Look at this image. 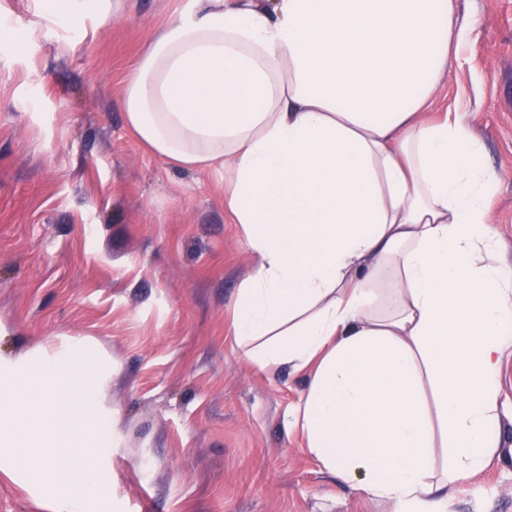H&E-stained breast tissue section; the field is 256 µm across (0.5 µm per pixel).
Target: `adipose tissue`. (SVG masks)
I'll list each match as a JSON object with an SVG mask.
<instances>
[{
	"label": "adipose tissue",
	"mask_w": 512,
	"mask_h": 512,
	"mask_svg": "<svg viewBox=\"0 0 512 512\" xmlns=\"http://www.w3.org/2000/svg\"><path fill=\"white\" fill-rule=\"evenodd\" d=\"M471 36L457 0H189L122 86L151 152L229 170L256 257L242 359L309 370L293 414L309 454L399 512H443L502 444L499 176L459 115L424 117Z\"/></svg>",
	"instance_id": "1"
}]
</instances>
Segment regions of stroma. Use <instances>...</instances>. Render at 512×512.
I'll use <instances>...</instances> for the list:
<instances>
[{"instance_id": "35a3bbf8", "label": "stroma", "mask_w": 512, "mask_h": 512, "mask_svg": "<svg viewBox=\"0 0 512 512\" xmlns=\"http://www.w3.org/2000/svg\"><path fill=\"white\" fill-rule=\"evenodd\" d=\"M186 0H0V356L90 342L112 414L101 512H396L322 470L285 426L307 372L242 362L231 332L251 270L224 206L226 171L177 168L127 127L123 79ZM474 26L435 118L466 122L499 176L489 221L512 263V0H459ZM502 448L448 493L447 512H512V352L500 373ZM0 512H58L0 463Z\"/></svg>"}]
</instances>
